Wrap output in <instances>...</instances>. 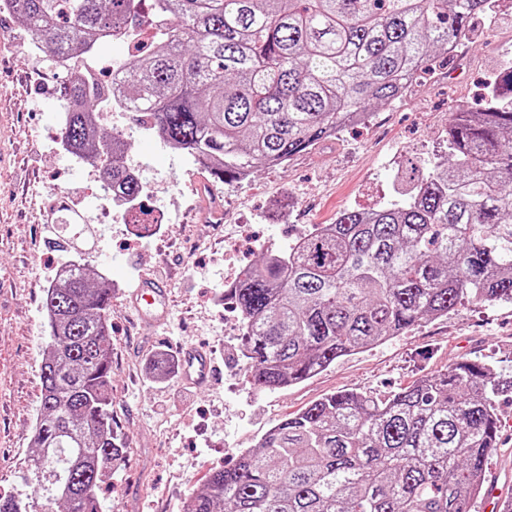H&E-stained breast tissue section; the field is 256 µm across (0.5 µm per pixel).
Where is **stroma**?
Segmentation results:
<instances>
[{
    "mask_svg": "<svg viewBox=\"0 0 512 512\" xmlns=\"http://www.w3.org/2000/svg\"><path fill=\"white\" fill-rule=\"evenodd\" d=\"M25 29L0 15V494H32L22 466L32 452L41 414V366L50 341L43 298L46 274L71 251L112 286L113 427L127 453L99 494L103 512H183L185 500L212 470L234 462L278 420L325 395L357 391L384 397L415 379L480 358L512 371V305L459 304L383 344L341 357L326 370L284 390L257 392L238 360L240 323L224 298L232 266L258 260L261 249L284 248L314 224L340 211L370 210L395 198L394 178L409 163L430 168L447 153L448 118L456 106L481 107L489 75H503L512 58V0H496L473 17L471 31L445 77L420 80L413 96L372 107L373 122L345 130L288 163L223 182L125 112L107 113L105 131L124 135L127 166L140 169L150 204L172 207L159 232H132L104 212L97 165L54 150L61 136L60 74L22 49ZM224 203L225 221L206 224L211 197ZM85 223L63 227L61 207ZM248 224L233 263L224 260L232 225ZM165 282L171 315L160 326L133 320L129 294L142 279ZM191 343L217 367L204 390L183 382L169 352ZM500 450L488 463L498 493L512 492V395L500 398Z\"/></svg>",
    "mask_w": 512,
    "mask_h": 512,
    "instance_id": "1",
    "label": "stroma"
}]
</instances>
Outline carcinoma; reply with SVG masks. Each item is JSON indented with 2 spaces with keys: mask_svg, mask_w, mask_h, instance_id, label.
I'll return each mask as SVG.
<instances>
[{
  "mask_svg": "<svg viewBox=\"0 0 512 512\" xmlns=\"http://www.w3.org/2000/svg\"><path fill=\"white\" fill-rule=\"evenodd\" d=\"M142 0H19L16 21L86 59L139 25ZM149 47L118 66L125 92L79 70L60 87L63 130L82 160L101 161L104 197L125 219L147 215L146 181L104 109L223 180L273 167L349 127L352 114L402 98L429 60L448 55L491 0H151ZM78 263L43 307L58 340L41 368L30 470L47 506L101 512L100 484L124 459L112 427L107 344L112 288ZM243 332L246 382L274 391L336 359L400 336L462 301L512 303V101L491 92L458 107L448 155L403 176L397 199L346 210L286 249H268L228 290ZM512 375L481 360L384 399L332 393L275 423L231 467L212 472L184 512H469L501 425ZM0 496V512H33Z\"/></svg>",
  "mask_w": 512,
  "mask_h": 512,
  "instance_id": "carcinoma-1",
  "label": "carcinoma"
}]
</instances>
